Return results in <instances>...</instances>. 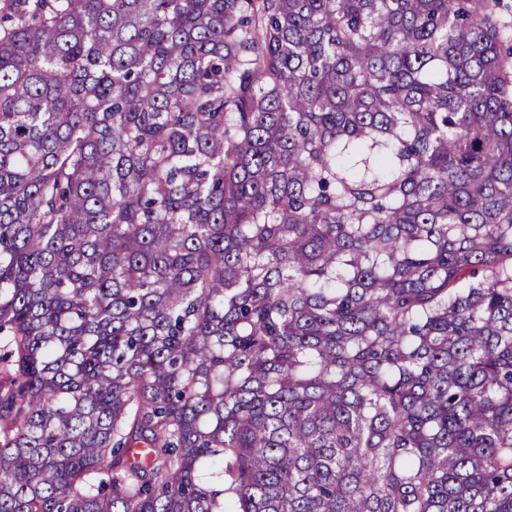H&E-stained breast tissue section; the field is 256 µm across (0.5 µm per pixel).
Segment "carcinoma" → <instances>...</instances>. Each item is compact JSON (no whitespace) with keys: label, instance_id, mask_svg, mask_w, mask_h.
I'll list each match as a JSON object with an SVG mask.
<instances>
[{"label":"carcinoma","instance_id":"obj_1","mask_svg":"<svg viewBox=\"0 0 512 512\" xmlns=\"http://www.w3.org/2000/svg\"><path fill=\"white\" fill-rule=\"evenodd\" d=\"M490 0H0V512H512Z\"/></svg>","mask_w":512,"mask_h":512}]
</instances>
